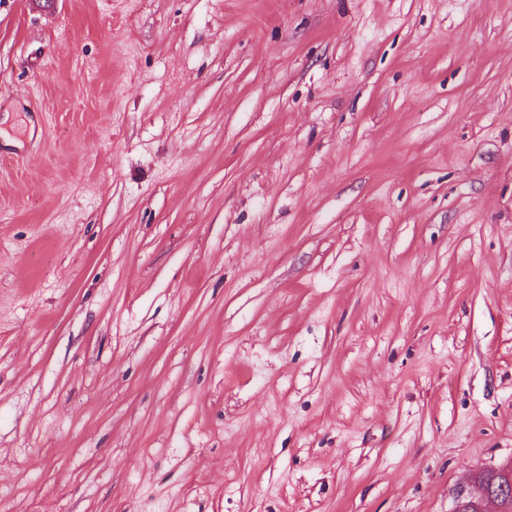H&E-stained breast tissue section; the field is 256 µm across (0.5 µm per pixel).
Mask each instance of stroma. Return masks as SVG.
<instances>
[{
    "label": "stroma",
    "mask_w": 512,
    "mask_h": 512,
    "mask_svg": "<svg viewBox=\"0 0 512 512\" xmlns=\"http://www.w3.org/2000/svg\"><path fill=\"white\" fill-rule=\"evenodd\" d=\"M511 462L512 0H0V512Z\"/></svg>",
    "instance_id": "stroma-1"
}]
</instances>
